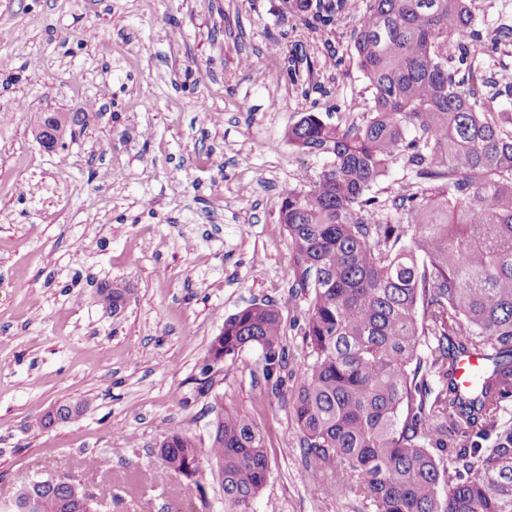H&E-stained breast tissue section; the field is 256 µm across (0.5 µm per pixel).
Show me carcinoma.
I'll return each mask as SVG.
<instances>
[{
  "instance_id": "1",
  "label": "carcinoma",
  "mask_w": 512,
  "mask_h": 512,
  "mask_svg": "<svg viewBox=\"0 0 512 512\" xmlns=\"http://www.w3.org/2000/svg\"><path fill=\"white\" fill-rule=\"evenodd\" d=\"M475 0H366L352 31L371 100L342 128L303 112L288 130L302 154L329 153L316 177L302 172L282 196L278 220L293 244L295 291L311 296L296 323L312 361L289 402L305 465L336 493L362 487L374 512H512V426L499 422L512 397V109L479 52H505L512 28H473ZM305 29L326 31L351 0H283ZM40 144L55 148L52 115ZM400 164L415 182L384 199L372 188ZM131 290L98 289L116 313ZM277 306L254 302L224 320L200 373L246 346L268 401L285 399L293 371ZM485 350L491 364L462 395L455 360ZM71 404L39 421L70 420ZM466 444L444 464L448 432ZM494 436L483 448L476 439ZM167 470L194 482L213 464L224 512H249L266 484L264 436L246 410L217 417L208 447L182 431L163 439ZM40 512H97L112 484L75 497L69 481L28 484Z\"/></svg>"
}]
</instances>
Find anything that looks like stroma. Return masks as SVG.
I'll use <instances>...</instances> for the list:
<instances>
[{
	"instance_id": "obj_1",
	"label": "stroma",
	"mask_w": 512,
	"mask_h": 512,
	"mask_svg": "<svg viewBox=\"0 0 512 512\" xmlns=\"http://www.w3.org/2000/svg\"><path fill=\"white\" fill-rule=\"evenodd\" d=\"M354 24L310 32L282 0H0V502L62 472L102 482L80 466L94 455L133 477L107 512H222L210 469L177 478L158 444L183 429L207 445L224 408L251 412L265 437L250 512H373L359 488L328 494L305 466L289 406L252 375L257 348L210 390L200 375L225 319L263 299L295 371L307 363L293 324L310 300L291 291L278 213L297 174L333 158L298 153L288 129L304 112L343 124L340 105L370 98ZM88 26L107 54L83 41ZM297 42L292 81L281 72ZM73 112L91 113L87 128L41 147L37 117ZM112 281L133 290L116 314L97 301ZM80 401L78 417L38 427Z\"/></svg>"
}]
</instances>
